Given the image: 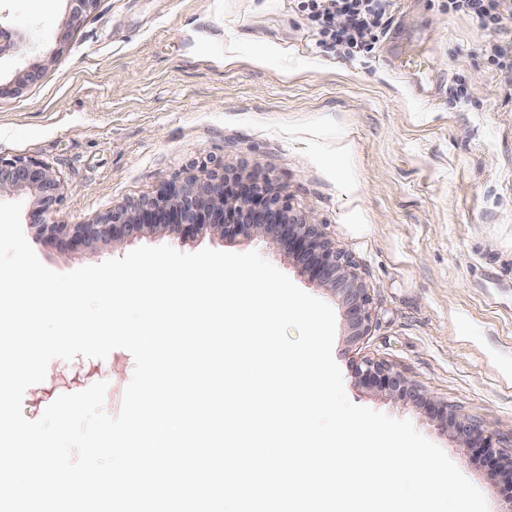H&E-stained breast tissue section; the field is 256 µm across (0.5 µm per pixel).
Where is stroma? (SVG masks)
Segmentation results:
<instances>
[{
	"label": "stroma",
	"mask_w": 512,
	"mask_h": 512,
	"mask_svg": "<svg viewBox=\"0 0 512 512\" xmlns=\"http://www.w3.org/2000/svg\"><path fill=\"white\" fill-rule=\"evenodd\" d=\"M70 10L69 0H0V25L34 48L27 59L0 53V156L37 158L67 187L47 215L32 190L0 194L22 202L39 260L65 273L112 257L100 241L73 256L40 224H85L213 169L273 181L365 283L361 339L342 302L263 237L147 232L126 247L259 252L333 308L348 398L410 420L489 512H504L512 482L498 468L433 413L353 373L364 360L403 371L449 410L493 425L497 455L512 456V74L490 65L492 35L448 0H395L384 34L351 58L320 46L295 0H97L76 24ZM406 52L422 54L420 71L392 70ZM33 62L44 73L15 93V70ZM134 366L124 349L53 360L23 413L39 419L60 395L104 381L117 415Z\"/></svg>",
	"instance_id": "stroma-1"
}]
</instances>
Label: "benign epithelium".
Here are the masks:
<instances>
[{"label":"benign epithelium","mask_w":512,"mask_h":512,"mask_svg":"<svg viewBox=\"0 0 512 512\" xmlns=\"http://www.w3.org/2000/svg\"><path fill=\"white\" fill-rule=\"evenodd\" d=\"M33 189L39 192L40 213L51 212L65 194V185L43 162L35 158L0 156V194ZM159 228L174 236L204 231L225 239L234 235H260L272 249L288 247V254L301 261L311 276L327 291L341 298L351 326V338L367 332L369 296L350 261L323 238L318 222L310 215L293 212L288 200L270 180L253 176H229L217 171L189 175L169 183L155 198L133 205H120L89 224H45L43 229L78 253L89 243L102 240L120 251L128 238L146 229ZM359 380L381 392L414 403L434 406L400 371L379 361L366 360L355 367ZM450 426L471 447L493 449L494 432L488 425H475L464 415L451 412Z\"/></svg>","instance_id":"1"}]
</instances>
